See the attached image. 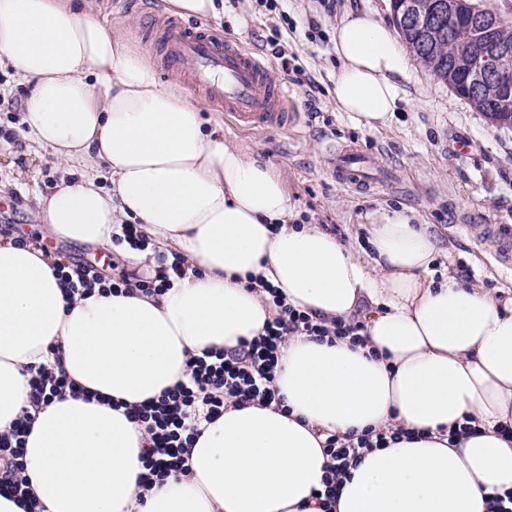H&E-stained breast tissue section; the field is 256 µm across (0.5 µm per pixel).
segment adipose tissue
I'll use <instances>...</instances> for the list:
<instances>
[{
    "instance_id": "adipose-tissue-1",
    "label": "adipose tissue",
    "mask_w": 512,
    "mask_h": 512,
    "mask_svg": "<svg viewBox=\"0 0 512 512\" xmlns=\"http://www.w3.org/2000/svg\"><path fill=\"white\" fill-rule=\"evenodd\" d=\"M333 50L337 111L388 127L408 66L393 29L348 12ZM3 59L29 88L26 139L112 170L108 190L83 176L36 192L45 232L105 246L126 221L187 259L165 294L69 300L54 256L0 237V432L28 413L24 474L43 512H317L326 438L369 427L415 437L351 467L336 512H488L512 490V290L435 277L439 240L409 209L368 214L361 245L301 223L280 168L205 129L202 104L159 83L88 0H0ZM252 277L301 311L361 317L363 344L288 337L282 405L226 406L188 471L142 489L143 430L126 406L185 380L191 355L262 332L274 308ZM40 365L73 392L36 399ZM468 419L474 433L449 437Z\"/></svg>"
}]
</instances>
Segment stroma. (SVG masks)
Returning <instances> with one entry per match:
<instances>
[{
    "instance_id": "1",
    "label": "stroma",
    "mask_w": 512,
    "mask_h": 512,
    "mask_svg": "<svg viewBox=\"0 0 512 512\" xmlns=\"http://www.w3.org/2000/svg\"><path fill=\"white\" fill-rule=\"evenodd\" d=\"M97 16L119 28L130 46L145 55L160 82L187 90L185 79L161 68L157 35L170 15L165 0H90ZM246 16V27H217L225 38L257 52L270 79L295 102L294 128L257 135L239 130L231 117L207 106L203 117L224 127L227 139L244 144L278 164L288 179L296 210L306 223L331 226L341 240L358 231L377 208L416 210L448 247L438 272L464 271L486 287H512V271L496 260L479 233L482 224H512V129L492 124L447 85L410 60L399 86L403 100L388 128L356 127L336 109L330 92L336 67L332 32L346 10L361 9L391 21L390 0H224ZM282 57H274L273 46ZM352 145L378 158L386 182L371 191L343 188L334 179L324 147ZM65 175L49 152L30 142L0 143V232L37 238L44 222L37 214L33 186H52ZM48 248L75 263L87 260L110 275L135 273L122 251L48 240Z\"/></svg>"
}]
</instances>
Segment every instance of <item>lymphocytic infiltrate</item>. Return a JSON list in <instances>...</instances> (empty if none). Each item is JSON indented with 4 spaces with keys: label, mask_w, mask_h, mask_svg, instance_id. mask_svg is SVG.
<instances>
[{
    "label": "lymphocytic infiltrate",
    "mask_w": 512,
    "mask_h": 512,
    "mask_svg": "<svg viewBox=\"0 0 512 512\" xmlns=\"http://www.w3.org/2000/svg\"><path fill=\"white\" fill-rule=\"evenodd\" d=\"M56 270L67 294L72 296L86 295L96 287L105 293L138 290L161 295L185 274L184 260L175 253L158 254L156 266L142 274L112 280L90 263H60ZM268 294L276 311L261 335L242 341L238 349L230 352L213 349L190 356L185 381L158 398L130 407V419L141 424L149 435L142 454L144 471L139 477L144 488L162 481L170 471L187 470L188 450L200 434L201 422L210 423L222 416L225 404L279 403L276 367L287 336L347 337L353 343H363L365 326L361 321L352 318L327 321L288 305L276 289H269ZM27 424V419L22 417L11 429L0 433V464L6 468L0 487L19 498L26 496L28 487L20 462ZM402 435L399 429L370 427L355 438L343 440L329 436L324 443L329 462L323 488L315 495L319 512H334L341 480L359 462L363 452L389 447Z\"/></svg>",
    "instance_id": "obj_1"
}]
</instances>
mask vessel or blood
Here are the masks:
<instances>
[{
	"instance_id": "1",
	"label": "vessel or blood",
	"mask_w": 512,
	"mask_h": 512,
	"mask_svg": "<svg viewBox=\"0 0 512 512\" xmlns=\"http://www.w3.org/2000/svg\"><path fill=\"white\" fill-rule=\"evenodd\" d=\"M161 61L169 73L184 71L192 62L188 80L215 106L231 114L242 129L262 134L294 125L292 101L283 88L270 81L267 66L237 42L176 19L160 29ZM336 181L347 188L373 187L385 179L374 157L346 148L329 150ZM486 236L496 245V258L512 270V225L492 224Z\"/></svg>"
}]
</instances>
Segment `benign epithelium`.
Masks as SVG:
<instances>
[{"label": "benign epithelium", "instance_id": "7a95c632", "mask_svg": "<svg viewBox=\"0 0 512 512\" xmlns=\"http://www.w3.org/2000/svg\"><path fill=\"white\" fill-rule=\"evenodd\" d=\"M459 0H392L393 12L400 15L404 25L410 26L431 14H456ZM475 41L465 46L462 51L473 54L481 51L477 67L471 74V83L478 86L491 80L501 91V96L512 95V42L501 38L496 33L499 17L492 14L476 12L472 15Z\"/></svg>", "mask_w": 512, "mask_h": 512}]
</instances>
